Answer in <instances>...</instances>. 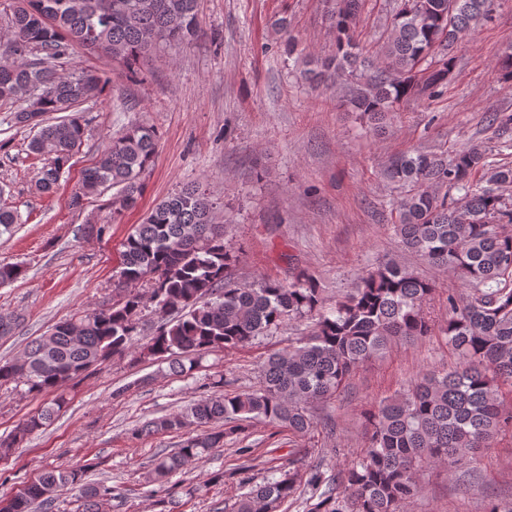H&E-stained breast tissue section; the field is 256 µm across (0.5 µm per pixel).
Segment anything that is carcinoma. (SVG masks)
Wrapping results in <instances>:
<instances>
[{
	"instance_id": "1",
	"label": "carcinoma",
	"mask_w": 512,
	"mask_h": 512,
	"mask_svg": "<svg viewBox=\"0 0 512 512\" xmlns=\"http://www.w3.org/2000/svg\"><path fill=\"white\" fill-rule=\"evenodd\" d=\"M337 4L336 53L316 60L298 56L301 77L313 86L345 77L359 81L349 105L380 131L408 96L435 100L445 94L454 45L490 17L494 0H400L374 56L364 55L354 36L361 0ZM7 18L10 36L0 39V104L25 101L31 87L43 89L13 115L14 123L36 130L29 151L48 160L36 182L41 192L51 191L73 166L85 137L81 107L97 102L110 83L88 71L62 76V60L83 48L132 63L150 58L163 42L205 35L197 0H15ZM289 27L285 16L274 24L293 55L297 44ZM158 141L153 126L128 125L83 170L70 206L81 210L89 198L117 187L109 206L112 222H120L142 194V175L154 165ZM479 172L488 186L474 184ZM385 176L399 191L392 223L399 245L463 287L448 291V320L440 329L458 362L373 404L365 413L366 448L336 476L317 465L306 468L307 512H405L422 493L418 471L436 464L466 471L476 453L512 433V410L505 406L512 400V196L500 192L512 187V166L496 164L483 147L470 145L452 154L396 156ZM217 210L198 183L161 200L122 244L123 283L112 305L56 323L28 344L21 360L0 363V386L22 382L31 392L51 393L129 352L148 302L159 320L141 354L168 361L176 375L188 374L208 352L236 349L290 320H308L309 331L297 345L267 358L258 389L220 393L142 427L148 433L203 429L156 456L148 472L153 483L224 447L225 439L255 419L297 434L320 422L335 432V423L318 418V404L337 396L361 365L396 341L435 332L425 311L435 282L399 264L367 271L352 293L327 309L319 281L307 272L288 282L239 283ZM63 405L55 397L23 420L10 439L0 440V455L13 454ZM293 464L270 470L262 484L241 496L234 512H273L294 497L300 485ZM67 486L84 499L83 512H99L101 496L112 491L86 482L81 469H52L12 512H33L36 505L47 510Z\"/></svg>"
}]
</instances>
